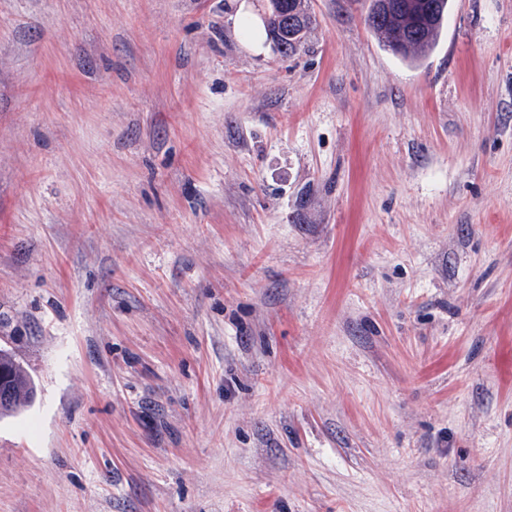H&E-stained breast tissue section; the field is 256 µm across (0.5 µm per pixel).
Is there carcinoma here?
I'll list each match as a JSON object with an SVG mask.
<instances>
[{"instance_id":"carcinoma-1","label":"carcinoma","mask_w":512,"mask_h":512,"mask_svg":"<svg viewBox=\"0 0 512 512\" xmlns=\"http://www.w3.org/2000/svg\"><path fill=\"white\" fill-rule=\"evenodd\" d=\"M431 15L415 17L398 13L390 20V26L376 22L365 15V25L380 44L405 61L418 63L437 47L448 19L449 0H427ZM267 20L270 35L285 45L280 51L284 57L299 54L305 48L306 35L292 37L288 25L280 19L274 8H269ZM0 387L8 392V400L0 405V416L18 413L27 408L34 398V384L23 367L9 352L0 349Z\"/></svg>"}]
</instances>
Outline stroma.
I'll return each instance as SVG.
<instances>
[{"label":"stroma","instance_id":"35a3bbf8","mask_svg":"<svg viewBox=\"0 0 512 512\" xmlns=\"http://www.w3.org/2000/svg\"><path fill=\"white\" fill-rule=\"evenodd\" d=\"M239 2L0 0V512H512V0ZM243 2L239 5L236 17V25L248 46L252 51H259L265 38V27L263 21L254 14L250 6ZM432 6L431 15L415 17L397 13L392 16L390 26L383 27L366 11L365 25L380 44L410 63H419L437 47L448 19L449 0H427ZM408 43L403 50L394 49L395 44ZM273 6L274 4L269 2L270 18L267 20V25L270 35L271 37L273 36V40L277 38L281 44L285 45L284 50H278L282 56H295L305 48L307 32L299 37L293 38L291 35L292 31L290 29L288 30V25L300 29L301 33H303L308 25V15L310 14H296V11L288 10V13H286L288 17L286 21L288 24H284L283 20L280 19L281 15L276 13ZM0 416L15 414L27 408L34 398V384L23 367L9 352L0 349Z\"/></svg>","mask_w":512,"mask_h":512}]
</instances>
